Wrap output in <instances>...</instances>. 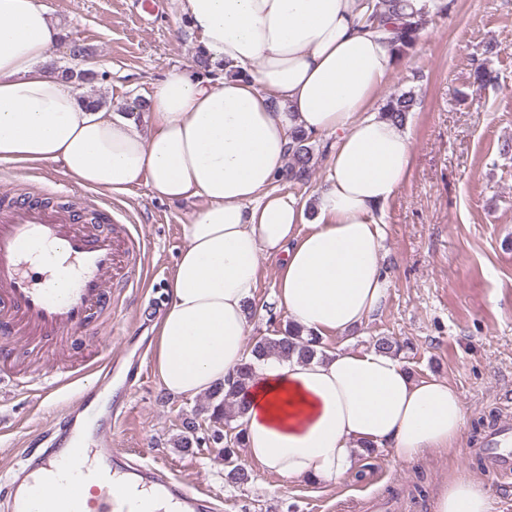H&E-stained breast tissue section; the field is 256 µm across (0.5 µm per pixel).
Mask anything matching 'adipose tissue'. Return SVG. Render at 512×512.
I'll use <instances>...</instances> for the list:
<instances>
[{"instance_id": "1", "label": "adipose tissue", "mask_w": 512, "mask_h": 512, "mask_svg": "<svg viewBox=\"0 0 512 512\" xmlns=\"http://www.w3.org/2000/svg\"><path fill=\"white\" fill-rule=\"evenodd\" d=\"M376 0H179L217 76L170 72L148 99L150 121L91 106L60 77L64 31L44 0H0V163H53L80 185L163 200H200L155 324L160 387L196 396L249 358L245 306L260 261L276 265L275 309L322 336L381 310L387 276L379 214L406 182L413 142L376 93L398 65ZM330 140L313 201L276 193L290 133ZM237 418L249 457L288 480L336 482L360 444L419 460L445 450L465 415L446 380L415 378L372 349L257 366ZM433 512H491L480 480L441 481Z\"/></svg>"}]
</instances>
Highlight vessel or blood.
Instances as JSON below:
<instances>
[{
	"label": "vessel or blood",
	"instance_id": "vessel-or-blood-1",
	"mask_svg": "<svg viewBox=\"0 0 512 512\" xmlns=\"http://www.w3.org/2000/svg\"><path fill=\"white\" fill-rule=\"evenodd\" d=\"M59 196L56 190L10 195L0 204V333L34 342L89 331L112 312L114 278L128 288L140 285L119 242L144 243L141 227L118 232L109 224L80 222ZM96 371L111 380V357L93 358L78 373L52 371L44 380L40 399L71 384L76 395L21 449L11 472L0 475V501L8 512H115L113 466L123 457L112 446V422L103 419L92 428L83 420L109 396L104 385L85 382V374ZM481 452L493 474H511L512 423L491 429ZM89 478L101 485L87 495ZM149 487L180 503L182 512H214L208 495L185 482L156 473Z\"/></svg>",
	"mask_w": 512,
	"mask_h": 512
}]
</instances>
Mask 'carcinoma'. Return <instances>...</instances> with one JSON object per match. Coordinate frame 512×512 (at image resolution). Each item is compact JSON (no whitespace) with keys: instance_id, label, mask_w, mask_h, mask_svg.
<instances>
[{"instance_id":"1","label":"carcinoma","mask_w":512,"mask_h":512,"mask_svg":"<svg viewBox=\"0 0 512 512\" xmlns=\"http://www.w3.org/2000/svg\"><path fill=\"white\" fill-rule=\"evenodd\" d=\"M400 0H380L376 8L390 10L401 19L393 40V47L398 56H403L413 48L419 40L423 27L424 17L430 11H421L417 14L402 15L398 5ZM62 76L79 87L93 83L98 79V73L92 69H84L78 65L66 67L61 70ZM415 107L414 96L402 93L389 98L384 104L381 114L401 124L405 123L407 116ZM311 136L301 130L290 133L288 153V181L304 185L308 182L311 172L312 150L308 145ZM370 346L382 353L396 354L400 350L398 342L389 336H378L372 339ZM252 360L241 364L227 383L215 387L208 392L207 403L201 407V412L207 414L212 424L210 438L219 446L218 453L224 457L228 467L226 480L232 484H246L251 480V472L234 459L235 448L244 445L243 436L237 432L230 439H224L222 428L246 410V393L248 385L255 371L254 361L268 358L288 359L296 357L300 360H310L317 355L325 354L323 337L303 330L290 324L286 329H277L272 334L256 340L250 348ZM185 435L177 442V446L187 450L197 444L195 436L198 424L196 416H188L182 421Z\"/></svg>"}]
</instances>
